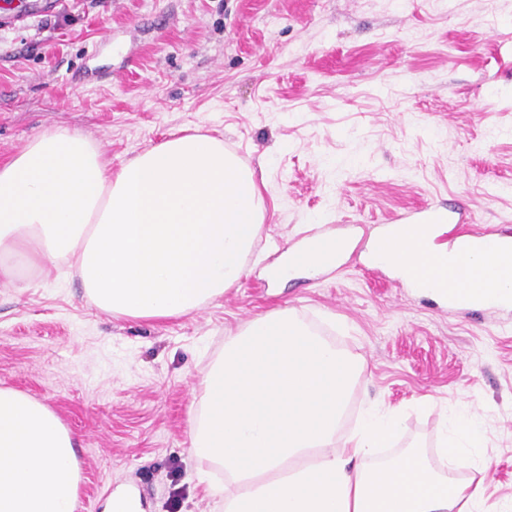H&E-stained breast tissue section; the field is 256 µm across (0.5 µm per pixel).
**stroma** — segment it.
Returning a JSON list of instances; mask_svg holds the SVG:
<instances>
[{
    "label": "stroma",
    "mask_w": 512,
    "mask_h": 512,
    "mask_svg": "<svg viewBox=\"0 0 512 512\" xmlns=\"http://www.w3.org/2000/svg\"><path fill=\"white\" fill-rule=\"evenodd\" d=\"M512 0H0V160L54 128L112 166L202 128L267 214L241 280L169 321L90 304L74 270L0 288V387L79 440L75 512H224L192 480L191 390L250 319L288 308L364 366L350 409L400 415L433 455L448 414L483 422L487 512L512 502V311L451 309L365 253L311 280L268 268L303 230L347 233L447 201L512 233Z\"/></svg>",
    "instance_id": "stroma-1"
}]
</instances>
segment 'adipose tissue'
<instances>
[{
	"instance_id": "1",
	"label": "adipose tissue",
	"mask_w": 512,
	"mask_h": 512,
	"mask_svg": "<svg viewBox=\"0 0 512 512\" xmlns=\"http://www.w3.org/2000/svg\"><path fill=\"white\" fill-rule=\"evenodd\" d=\"M263 223L253 171L221 140L176 135L114 168L82 133L46 130L0 162V286L68 265L96 308L175 319L239 282ZM417 238L393 225L372 252L410 281L490 297L512 289V260H458L444 243L421 251ZM361 372L288 309L226 336L198 384L189 432L191 454L224 470L210 487L224 512H485L482 483L449 476L483 465L482 422L469 408L448 419L442 467L417 448L370 465L396 433L390 411H368L339 437ZM76 446L47 405L0 387V512H74Z\"/></svg>"
}]
</instances>
